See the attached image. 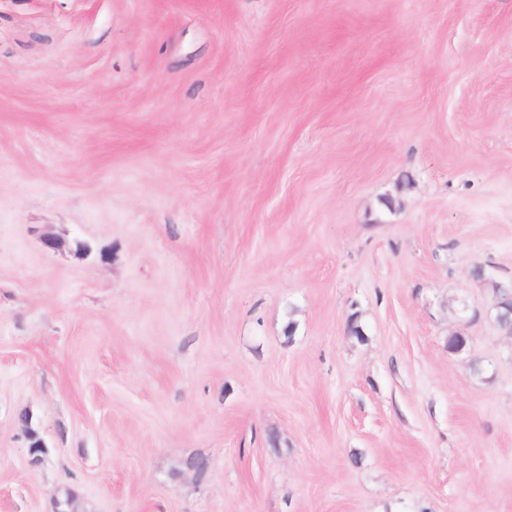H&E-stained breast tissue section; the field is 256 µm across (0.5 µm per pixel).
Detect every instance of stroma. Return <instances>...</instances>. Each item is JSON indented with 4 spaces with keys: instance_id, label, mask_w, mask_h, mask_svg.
<instances>
[{
    "instance_id": "35a3bbf8",
    "label": "stroma",
    "mask_w": 512,
    "mask_h": 512,
    "mask_svg": "<svg viewBox=\"0 0 512 512\" xmlns=\"http://www.w3.org/2000/svg\"><path fill=\"white\" fill-rule=\"evenodd\" d=\"M479 266L512 0H0V512H512Z\"/></svg>"
}]
</instances>
